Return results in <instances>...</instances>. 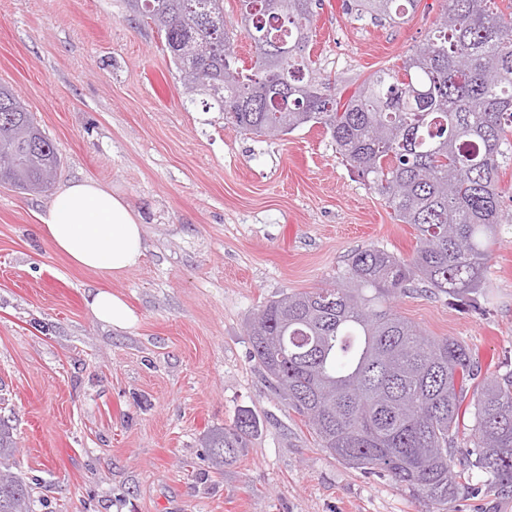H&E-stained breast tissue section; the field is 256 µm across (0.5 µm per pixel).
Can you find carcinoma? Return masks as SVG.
Segmentation results:
<instances>
[{"instance_id": "obj_1", "label": "carcinoma", "mask_w": 512, "mask_h": 512, "mask_svg": "<svg viewBox=\"0 0 512 512\" xmlns=\"http://www.w3.org/2000/svg\"><path fill=\"white\" fill-rule=\"evenodd\" d=\"M240 29L254 49L237 59L224 0H124L156 28L187 94L244 134L319 124L336 151L417 231L410 258L375 246L348 258L341 281L283 293L248 323L253 357L274 393L306 419L319 446L347 466L379 470L438 509L466 489L453 456L512 488V370L474 390L463 342L436 338L395 313L390 301L423 286L463 305L486 297L484 265L505 241L501 161L512 155V21L494 0H447L426 43L398 67L353 91L306 56L316 0H239ZM419 0H345L361 20L395 23ZM208 85L195 84L200 70ZM17 163L0 182L28 193L51 186L60 165L52 141L11 89L0 86V150ZM469 448L457 447L467 395ZM257 429L240 414L209 441L218 468L233 463ZM13 428L0 419V512H32V489L12 471Z\"/></svg>"}]
</instances>
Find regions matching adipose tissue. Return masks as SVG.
Masks as SVG:
<instances>
[{
    "instance_id": "adipose-tissue-1",
    "label": "adipose tissue",
    "mask_w": 512,
    "mask_h": 512,
    "mask_svg": "<svg viewBox=\"0 0 512 512\" xmlns=\"http://www.w3.org/2000/svg\"><path fill=\"white\" fill-rule=\"evenodd\" d=\"M41 223L55 251L76 266L105 276L124 274L138 266L144 255L140 217L124 198L93 181H74L57 190ZM88 306L97 320L117 329L136 321L128 304L109 291L95 292Z\"/></svg>"
}]
</instances>
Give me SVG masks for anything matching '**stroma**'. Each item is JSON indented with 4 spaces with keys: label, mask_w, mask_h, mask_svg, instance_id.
Segmentation results:
<instances>
[{
    "label": "stroma",
    "mask_w": 512,
    "mask_h": 512,
    "mask_svg": "<svg viewBox=\"0 0 512 512\" xmlns=\"http://www.w3.org/2000/svg\"><path fill=\"white\" fill-rule=\"evenodd\" d=\"M444 6L419 0L391 24L320 0L311 57L360 84L422 45ZM0 84L55 144V186L101 183L145 231L124 275L80 269L40 232L51 192L0 183V416L33 512H428L320 448L252 356L247 324L268 300L338 280L356 249L416 248L322 127L245 135L204 111L123 0H0ZM484 280L475 310L419 289L392 308L464 342L487 378L512 368V242L493 246ZM100 288L134 309L133 327L94 318ZM246 410L260 430L212 468L208 436ZM468 475L448 512H512V492Z\"/></svg>",
    "instance_id": "stroma-1"
}]
</instances>
